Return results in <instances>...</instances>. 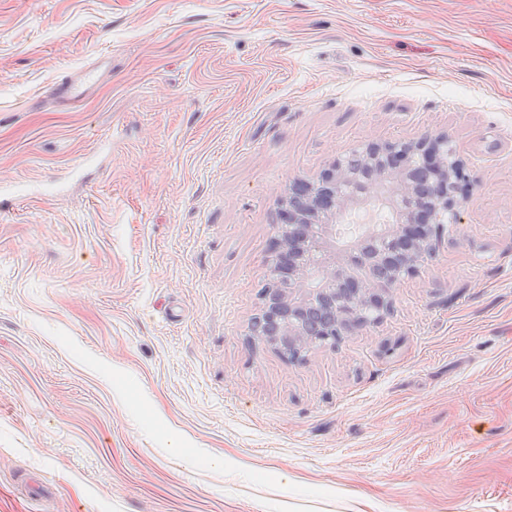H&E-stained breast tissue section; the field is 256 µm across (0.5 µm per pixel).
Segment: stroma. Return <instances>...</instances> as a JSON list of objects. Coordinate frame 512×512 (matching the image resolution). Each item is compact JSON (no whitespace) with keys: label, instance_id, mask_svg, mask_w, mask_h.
I'll return each instance as SVG.
<instances>
[{"label":"stroma","instance_id":"35a3bbf8","mask_svg":"<svg viewBox=\"0 0 512 512\" xmlns=\"http://www.w3.org/2000/svg\"><path fill=\"white\" fill-rule=\"evenodd\" d=\"M441 134L480 184L392 312L253 336L289 185ZM1 177L0 512H512V0H0ZM112 72V60L100 55L91 62L66 72L47 90L57 110L82 105L106 82Z\"/></svg>","mask_w":512,"mask_h":512}]
</instances>
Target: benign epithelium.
<instances>
[{"label":"benign epithelium","mask_w":512,"mask_h":512,"mask_svg":"<svg viewBox=\"0 0 512 512\" xmlns=\"http://www.w3.org/2000/svg\"><path fill=\"white\" fill-rule=\"evenodd\" d=\"M477 178L446 135L362 142L315 182L280 197L269 282L254 335L292 361L314 344L336 347L393 308L394 292L432 259L447 225L458 224ZM395 215L341 236L339 226L372 200Z\"/></svg>","instance_id":"7a95c632"}]
</instances>
